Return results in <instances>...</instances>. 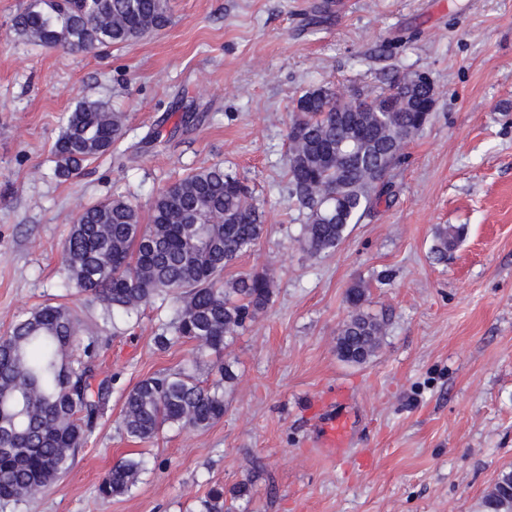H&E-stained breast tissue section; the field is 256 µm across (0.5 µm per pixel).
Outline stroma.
I'll return each mask as SVG.
<instances>
[{
    "mask_svg": "<svg viewBox=\"0 0 512 512\" xmlns=\"http://www.w3.org/2000/svg\"><path fill=\"white\" fill-rule=\"evenodd\" d=\"M28 3L0 0V336L23 312L66 304L113 383L75 466L0 512H199L212 485L244 480L239 512H481L512 469V0H167L166 28L98 55L17 38L11 20ZM415 72L438 91L429 123L381 201L335 251L310 256L287 175L296 99L318 87L372 97ZM84 98L122 112L125 135L63 181L52 146ZM188 112L205 118L184 124ZM213 164L254 188L265 214L224 276L266 274L274 294L223 354L200 360L208 383L220 359L234 365L223 419L134 441L121 429L126 394L189 350L153 343L179 302L113 325L69 285L63 244L84 206L123 195L146 218L161 188ZM440 225L466 228L444 263L431 253ZM357 283L387 323L361 366L335 349ZM334 412L348 435L329 461L319 440ZM132 453L148 471L129 493L101 496L106 471Z\"/></svg>",
    "mask_w": 512,
    "mask_h": 512,
    "instance_id": "stroma-1",
    "label": "stroma"
}]
</instances>
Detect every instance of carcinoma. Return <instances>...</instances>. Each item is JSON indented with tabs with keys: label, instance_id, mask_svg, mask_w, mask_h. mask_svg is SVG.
I'll list each match as a JSON object with an SVG mask.
<instances>
[{
	"label": "carcinoma",
	"instance_id": "cac0c4a2",
	"mask_svg": "<svg viewBox=\"0 0 512 512\" xmlns=\"http://www.w3.org/2000/svg\"><path fill=\"white\" fill-rule=\"evenodd\" d=\"M168 21L167 0H31L15 15L12 29L47 49L90 52L128 45ZM401 83L392 81L365 112L351 111L355 91L333 93L312 112L304 111L303 102L314 90L297 99L287 174L291 194L307 210L300 238L309 253L336 250L351 226L386 193L405 142L420 132L416 108L437 96L435 87L415 88L411 97L394 100L387 112L375 106ZM123 136L121 113L107 101L78 102L53 145L58 175H77L83 163L110 152ZM263 231L248 186L219 165L195 169L158 191L147 224L123 196L77 215L64 243L70 284L104 304L114 320L175 294L182 306L154 343L163 350L197 344L178 368L148 376L127 393L122 426L129 438L149 441L166 427L205 429L224 417V385L235 379L232 365H220V379L210 386L195 371L200 354L223 352L271 302L273 291L263 274L224 279V270ZM464 233L463 225L437 227L435 259L448 258ZM364 295L359 284L348 290L352 312L336 337L337 356L354 365L371 360L385 335L384 321L362 309ZM81 331L69 307L45 304L0 337V499L5 502L30 499L69 471L111 396L112 380L95 381V343L71 358ZM146 471L143 455L122 457L102 478L99 494L124 495ZM250 495L248 480L227 491L213 485L202 512H236V502ZM481 507L483 512H512V470L500 474Z\"/></svg>",
	"mask_w": 512,
	"mask_h": 512
}]
</instances>
